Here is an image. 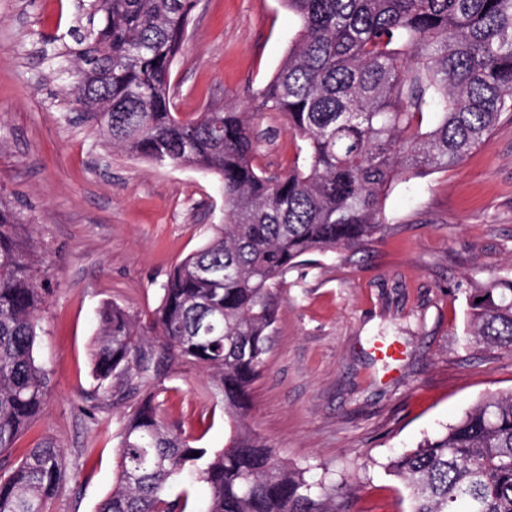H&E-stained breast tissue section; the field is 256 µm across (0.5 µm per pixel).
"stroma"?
<instances>
[{"label":"stroma","instance_id":"1","mask_svg":"<svg viewBox=\"0 0 512 512\" xmlns=\"http://www.w3.org/2000/svg\"><path fill=\"white\" fill-rule=\"evenodd\" d=\"M82 0H0V199L34 240L46 290L36 355L51 384L40 415L8 453L43 440L69 477L51 512H96L116 479L117 435L131 401L96 396L97 314L115 302L149 327L160 286L225 219L218 176L158 167L112 148L61 89L62 51ZM296 18L282 0H199L172 71L180 118L235 105L255 112L253 163L283 173L286 117L256 111L288 53ZM393 231L361 251L315 255L290 271L246 423L288 463L349 483L353 512H407L384 468L452 424L482 395L512 390V352L465 341L471 283L512 276V120L458 166L399 182ZM201 367L165 360L142 390L193 445L225 447L229 426Z\"/></svg>","mask_w":512,"mask_h":512}]
</instances>
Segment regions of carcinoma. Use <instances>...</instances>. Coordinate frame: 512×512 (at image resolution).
Instances as JSON below:
<instances>
[{
	"label": "carcinoma",
	"mask_w": 512,
	"mask_h": 512,
	"mask_svg": "<svg viewBox=\"0 0 512 512\" xmlns=\"http://www.w3.org/2000/svg\"><path fill=\"white\" fill-rule=\"evenodd\" d=\"M282 2L299 29L257 101L287 115L297 154L285 174L254 167L251 113L172 111V69L196 0H89V28L73 36L69 105L133 156L218 175L226 209L225 223L161 285L150 330L169 358L206 370L233 435L221 450L193 446L143 395L97 512H186L187 497L171 495L185 474L207 487L206 512H351V487L338 492L282 461L245 422L279 286L307 255L385 234L393 184L459 165L512 112V0ZM21 227L0 201V456L41 413L51 382L34 356L45 289ZM468 294L466 342L512 352V278ZM144 336L124 308L103 304L97 393L135 392L155 371ZM384 468L404 483L409 512H512V391L482 397ZM67 473L63 450L37 443L0 468V512H50Z\"/></svg>",
	"instance_id": "1"
}]
</instances>
